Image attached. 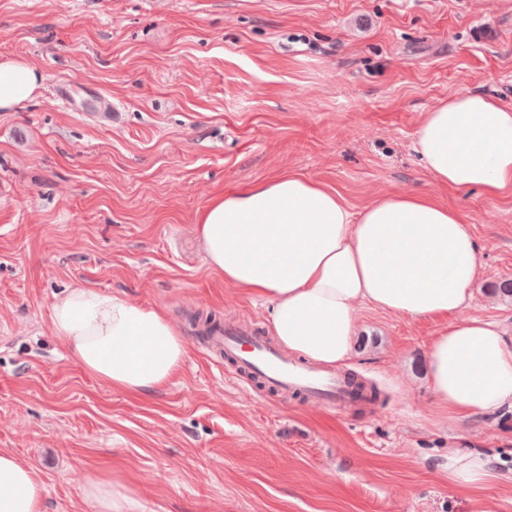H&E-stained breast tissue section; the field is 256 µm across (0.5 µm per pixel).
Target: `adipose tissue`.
Returning <instances> with one entry per match:
<instances>
[{
  "label": "adipose tissue",
  "instance_id": "adipose-tissue-1",
  "mask_svg": "<svg viewBox=\"0 0 512 512\" xmlns=\"http://www.w3.org/2000/svg\"><path fill=\"white\" fill-rule=\"evenodd\" d=\"M45 78L21 58L0 60V112L35 99ZM438 182L495 198L512 190V105L457 93L427 112L414 141ZM208 266L271 306L269 329L289 351L324 365L353 355L357 305L443 324L427 350L438 407L462 422L512 408V331L460 318L480 276L477 243L451 206L421 194L380 197L351 213L334 189L295 173L233 187L197 221ZM51 330L87 373L145 393L182 366L180 333L159 309L94 288L56 298ZM479 454H449L448 479L478 491L493 480ZM45 485L0 450V512H42ZM95 512H145L138 492L96 475Z\"/></svg>",
  "mask_w": 512,
  "mask_h": 512
}]
</instances>
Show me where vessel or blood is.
<instances>
[{"label": "vessel or blood", "mask_w": 512, "mask_h": 512, "mask_svg": "<svg viewBox=\"0 0 512 512\" xmlns=\"http://www.w3.org/2000/svg\"><path fill=\"white\" fill-rule=\"evenodd\" d=\"M214 352L231 359L237 369L266 381L279 391L297 392L308 401L340 406L350 400L347 377L290 357L249 329L220 326L207 338Z\"/></svg>", "instance_id": "b4317fda"}]
</instances>
